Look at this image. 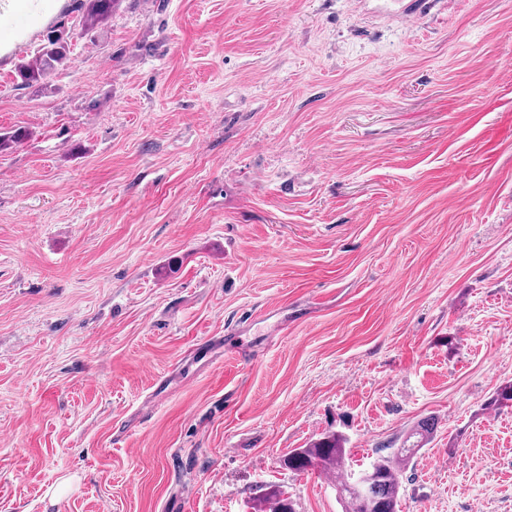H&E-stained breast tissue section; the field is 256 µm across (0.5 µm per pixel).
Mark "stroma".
I'll return each mask as SVG.
<instances>
[{
	"label": "stroma",
	"instance_id": "obj_1",
	"mask_svg": "<svg viewBox=\"0 0 512 512\" xmlns=\"http://www.w3.org/2000/svg\"><path fill=\"white\" fill-rule=\"evenodd\" d=\"M84 14L0 53V512H345L283 458L427 417L400 512H512V0ZM70 46L63 37L48 38L47 44L40 48L37 56L21 60L15 68L16 79L22 86L33 87L59 66L69 60Z\"/></svg>",
	"mask_w": 512,
	"mask_h": 512
}]
</instances>
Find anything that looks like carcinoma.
Wrapping results in <instances>:
<instances>
[{
    "mask_svg": "<svg viewBox=\"0 0 512 512\" xmlns=\"http://www.w3.org/2000/svg\"><path fill=\"white\" fill-rule=\"evenodd\" d=\"M86 24L104 23L112 15L119 0H86ZM70 46L62 37L48 39L37 56L20 61L15 76L20 84L33 87L57 67L69 60ZM488 406L501 409L512 407V384L499 387ZM434 424L429 419L417 423L404 437L400 447L387 456H381L365 469L369 479L358 494L350 486V471L346 468V438L336 432L312 441L305 448H298L283 459L285 468L294 471H318L336 474V490L349 512H398L399 493L404 467L426 445L433 434ZM270 512H295L292 501L285 492L270 486L265 493Z\"/></svg>",
    "mask_w": 512,
    "mask_h": 512,
    "instance_id": "cac0c4a2",
    "label": "carcinoma"
}]
</instances>
